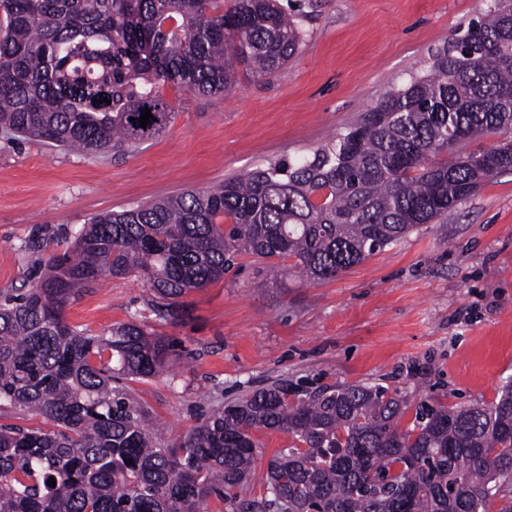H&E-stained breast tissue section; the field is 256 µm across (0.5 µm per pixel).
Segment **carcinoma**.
I'll list each match as a JSON object with an SVG mask.
<instances>
[{
    "mask_svg": "<svg viewBox=\"0 0 512 512\" xmlns=\"http://www.w3.org/2000/svg\"><path fill=\"white\" fill-rule=\"evenodd\" d=\"M302 39L280 0H0V130L125 153L171 121L160 85L231 93L239 68L270 77ZM372 111L375 126L311 158L96 216L37 280L0 293V404L49 425L0 424V512H199L213 495L251 512L224 491L248 482L260 430L292 437L267 464V512H512V380L491 403L423 399L406 429L396 391L284 383L217 407L170 446L116 385L167 373L166 340L137 323L94 335L64 320L108 276L142 280L152 312L173 320L178 299L240 254L293 258L282 270L328 280L511 171L512 0H494L428 75Z\"/></svg>",
    "mask_w": 512,
    "mask_h": 512,
    "instance_id": "obj_1",
    "label": "carcinoma"
}]
</instances>
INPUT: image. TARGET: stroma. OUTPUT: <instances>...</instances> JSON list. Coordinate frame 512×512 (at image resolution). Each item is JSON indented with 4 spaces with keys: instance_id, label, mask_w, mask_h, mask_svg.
Instances as JSON below:
<instances>
[{
    "instance_id": "obj_1",
    "label": "stroma",
    "mask_w": 512,
    "mask_h": 512,
    "mask_svg": "<svg viewBox=\"0 0 512 512\" xmlns=\"http://www.w3.org/2000/svg\"><path fill=\"white\" fill-rule=\"evenodd\" d=\"M489 4L291 0L304 40L287 64L266 80L240 71L223 96L161 85L174 117L134 152L85 155L0 133V292L27 287L47 259L25 250L33 235L60 249L97 214L312 155L391 87L427 74L435 51ZM151 300L138 278L110 277L65 317L94 334L137 321L167 340L172 373L123 384L170 444L212 405L282 383L383 385L413 405L491 402L512 379V173L336 278L280 275L240 255L223 279L181 298L177 319H159ZM254 437L258 457L240 495L257 503L268 460L291 437Z\"/></svg>"
}]
</instances>
